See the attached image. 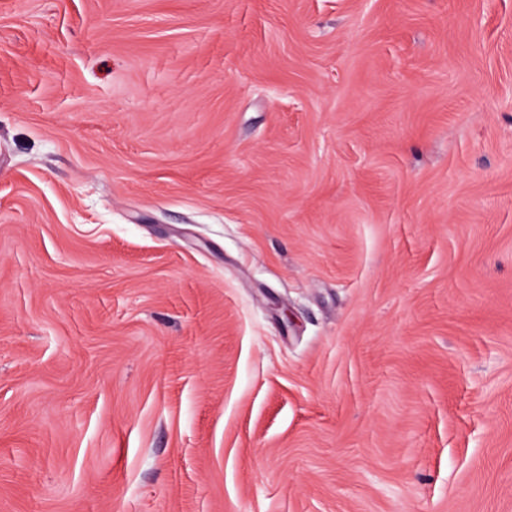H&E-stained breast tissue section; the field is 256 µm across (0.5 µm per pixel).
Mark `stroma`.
<instances>
[{
	"mask_svg": "<svg viewBox=\"0 0 512 512\" xmlns=\"http://www.w3.org/2000/svg\"><path fill=\"white\" fill-rule=\"evenodd\" d=\"M0 512H512V0H0Z\"/></svg>",
	"mask_w": 512,
	"mask_h": 512,
	"instance_id": "stroma-1",
	"label": "stroma"
}]
</instances>
